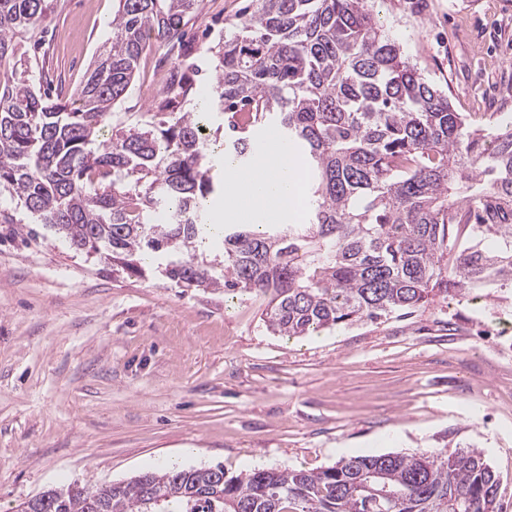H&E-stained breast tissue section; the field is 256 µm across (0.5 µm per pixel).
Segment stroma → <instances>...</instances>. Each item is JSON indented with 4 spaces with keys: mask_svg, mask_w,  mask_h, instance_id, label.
<instances>
[{
    "mask_svg": "<svg viewBox=\"0 0 512 512\" xmlns=\"http://www.w3.org/2000/svg\"><path fill=\"white\" fill-rule=\"evenodd\" d=\"M113 0H58L26 43L74 89L112 36ZM250 0H196L209 47ZM379 20L457 111L512 116V0H377ZM266 301L113 277L40 224H0V512L172 464L318 472L356 455L474 447L512 512V298L478 288L411 315L288 338Z\"/></svg>",
    "mask_w": 512,
    "mask_h": 512,
    "instance_id": "35a3bbf8",
    "label": "stroma"
}]
</instances>
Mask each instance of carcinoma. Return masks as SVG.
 Masks as SVG:
<instances>
[{
	"label": "carcinoma",
	"mask_w": 512,
	"mask_h": 512,
	"mask_svg": "<svg viewBox=\"0 0 512 512\" xmlns=\"http://www.w3.org/2000/svg\"><path fill=\"white\" fill-rule=\"evenodd\" d=\"M53 0H0V189L112 272L168 258L186 288L268 298L265 323L306 336L416 309L436 296L512 288V121L476 127L378 24L374 0H252L208 48L217 82L196 113L199 73L181 50L152 119L115 126L150 41L176 44L196 0H114L112 39L71 97L41 92L24 42ZM227 116L225 156L246 160L272 127L310 174L306 224L208 223L218 166L208 128ZM223 237L224 260L198 254ZM33 512H499L481 451L358 455L320 472L224 467L143 472Z\"/></svg>",
	"instance_id": "obj_1"
}]
</instances>
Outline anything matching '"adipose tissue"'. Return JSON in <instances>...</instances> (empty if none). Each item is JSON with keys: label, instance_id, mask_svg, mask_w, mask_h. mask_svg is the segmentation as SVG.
Returning a JSON list of instances; mask_svg holds the SVG:
<instances>
[{"label": "adipose tissue", "instance_id": "ef3b65f1", "mask_svg": "<svg viewBox=\"0 0 512 512\" xmlns=\"http://www.w3.org/2000/svg\"><path fill=\"white\" fill-rule=\"evenodd\" d=\"M308 191L301 164L281 143L270 142L247 171L225 169L224 209L217 222L295 224L302 217Z\"/></svg>", "mask_w": 512, "mask_h": 512}]
</instances>
